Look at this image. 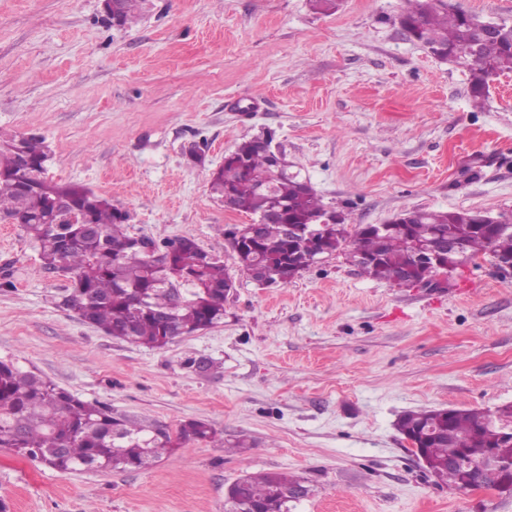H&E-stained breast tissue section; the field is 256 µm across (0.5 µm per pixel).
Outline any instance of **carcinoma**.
<instances>
[{"mask_svg":"<svg viewBox=\"0 0 512 512\" xmlns=\"http://www.w3.org/2000/svg\"><path fill=\"white\" fill-rule=\"evenodd\" d=\"M398 23L407 37L436 57L470 72L474 100L484 99L490 77L512 73L509 26L484 35V21L458 11L448 0H405ZM271 141L242 142L237 158L227 159L212 174L211 190L226 207L255 217L282 208L281 220L263 224L258 241L246 242L247 225L224 231L238 271L260 286L277 280L286 286L288 261L307 263L311 251L332 255L342 248L356 263L359 254L373 256L358 266L366 276L397 285L419 275L416 254L453 240L463 262L488 254L512 257V230L490 233L475 220L476 212L415 210L409 224H347L321 228L324 206L298 176L276 172L267 151ZM50 153L44 137L29 134L0 137V219L12 220L41 245L42 268L72 275L63 305L75 317L129 344L161 349L175 338L220 324L226 289L234 280L224 259L188 237H135L128 215L79 184L46 180L42 160ZM28 163L21 170L19 162ZM319 230L310 238L291 226ZM512 422V405L497 417L481 409L446 408L410 411L397 423L401 434L427 450L430 472L439 485L465 489L472 476L465 466H448V455L462 448L473 458L488 448L512 458V443L501 439L500 423ZM216 439L207 422L194 420L176 433L152 428L102 405L85 402L53 382L11 362L0 361V448L39 459L62 472L138 470L188 440ZM300 478L283 472L257 473L235 481L227 490L224 512H289L283 489Z\"/></svg>","mask_w":512,"mask_h":512,"instance_id":"cac0c4a2","label":"carcinoma"}]
</instances>
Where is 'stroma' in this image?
Returning <instances> with one entry per match:
<instances>
[{
    "instance_id": "1",
    "label": "stroma",
    "mask_w": 512,
    "mask_h": 512,
    "mask_svg": "<svg viewBox=\"0 0 512 512\" xmlns=\"http://www.w3.org/2000/svg\"><path fill=\"white\" fill-rule=\"evenodd\" d=\"M402 5L142 0L121 28L101 0H0V135L44 136L50 177L111 198L131 235L188 237L228 266L224 231L252 218L215 198L210 175L268 134L348 224L417 208L512 223V73L474 107L467 72L400 30ZM235 279L222 323L132 345L74 318L70 275L43 270L0 220V360L224 441L131 472L65 473L0 448L6 512H224L228 486L258 471L305 478L291 512H512V496L435 484L396 427L409 411L512 404V274L482 255L452 287L398 288L339 251L284 288Z\"/></svg>"
}]
</instances>
